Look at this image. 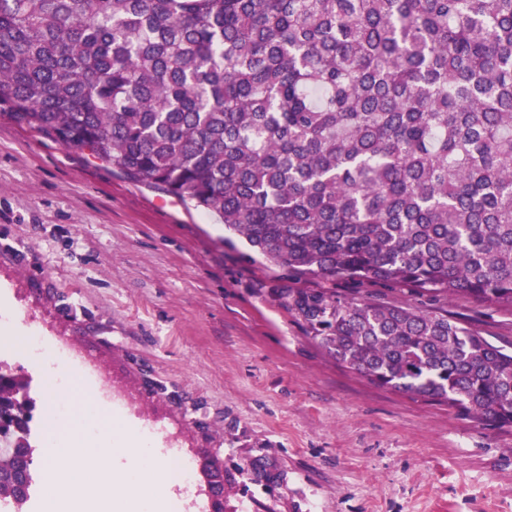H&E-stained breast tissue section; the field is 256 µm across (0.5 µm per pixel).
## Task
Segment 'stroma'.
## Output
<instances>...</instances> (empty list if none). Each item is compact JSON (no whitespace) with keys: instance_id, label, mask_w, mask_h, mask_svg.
Instances as JSON below:
<instances>
[{"instance_id":"obj_1","label":"stroma","mask_w":512,"mask_h":512,"mask_svg":"<svg viewBox=\"0 0 512 512\" xmlns=\"http://www.w3.org/2000/svg\"><path fill=\"white\" fill-rule=\"evenodd\" d=\"M0 116V351L30 329L196 486L176 512H512V428L380 389L273 296L281 271L212 216ZM440 308L512 350V304L337 281Z\"/></svg>"}]
</instances>
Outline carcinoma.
<instances>
[{
	"label": "carcinoma",
	"instance_id": "obj_1",
	"mask_svg": "<svg viewBox=\"0 0 512 512\" xmlns=\"http://www.w3.org/2000/svg\"><path fill=\"white\" fill-rule=\"evenodd\" d=\"M215 216L379 388L512 426V352L438 310L512 303V0H0V115ZM0 372V495L34 405ZM291 285L295 288H336L343 297L355 302L388 301L422 309L448 310V317L454 321L480 331L482 336H486L493 344L512 350V304H482L463 294L448 297L421 296L372 284L353 285L340 279H336V284L320 280H303Z\"/></svg>",
	"mask_w": 512,
	"mask_h": 512
}]
</instances>
